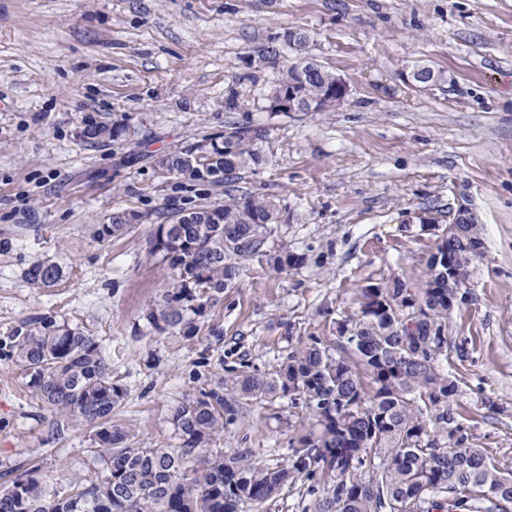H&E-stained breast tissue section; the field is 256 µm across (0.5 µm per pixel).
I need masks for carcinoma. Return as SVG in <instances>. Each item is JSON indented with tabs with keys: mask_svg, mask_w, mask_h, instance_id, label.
Listing matches in <instances>:
<instances>
[{
	"mask_svg": "<svg viewBox=\"0 0 512 512\" xmlns=\"http://www.w3.org/2000/svg\"><path fill=\"white\" fill-rule=\"evenodd\" d=\"M312 43L310 31L286 28L248 52L236 86L224 93V108L239 110L237 87L254 86L267 73L273 77L267 111H276L278 95L290 89L298 110L310 111L336 82L328 68L311 67ZM417 69L420 89L442 80L427 65ZM249 131L213 133L163 156L159 168L190 186H223L236 171L263 162L257 144L265 135ZM126 132L121 124L85 121L81 135L117 140ZM141 218L117 212L94 235L109 241ZM281 221L271 198L227 191L220 203L182 207L172 223L158 225L152 253L167 264L170 282L146 310L150 328L195 335L207 307L236 286L241 262L266 255L271 226ZM483 246L482 225L458 224L451 233L445 225L435 250L447 249L452 267L466 269ZM268 260L283 273L308 257L284 246ZM63 274L61 265L37 259L25 280L50 288ZM458 295L448 267L430 258L417 288L398 277L365 285L359 314L336 322L341 349L355 353L357 362L331 353L319 339H301L274 371L228 377L224 386L177 405L174 446H139L130 428L112 424L124 389L112 381L96 337L53 315L27 318L9 336V358L54 416L51 437L78 425L89 429L93 468L71 481L65 495L51 497L47 475L34 464L0 484V512H256L285 487L319 474L327 488L312 512H508L512 476L474 446L471 427L454 409L460 381L440 363L448 355ZM284 398L310 410L321 426L318 436L298 439L287 460H261L254 448L226 454L208 447L243 406Z\"/></svg>",
	"mask_w": 512,
	"mask_h": 512,
	"instance_id": "obj_1",
	"label": "carcinoma"
}]
</instances>
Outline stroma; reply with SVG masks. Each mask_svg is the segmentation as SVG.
Returning <instances> with one entry per match:
<instances>
[{
  "label": "stroma",
  "mask_w": 512,
  "mask_h": 512,
  "mask_svg": "<svg viewBox=\"0 0 512 512\" xmlns=\"http://www.w3.org/2000/svg\"><path fill=\"white\" fill-rule=\"evenodd\" d=\"M286 27L314 32L311 52L346 81V103L267 112L244 85L246 106L225 111L242 56ZM417 62L444 81L413 88L401 73ZM88 118L129 131L89 142ZM242 125L265 130L264 162L233 187L285 215L267 252L285 245L309 260L279 274L249 259L197 335L155 333L144 312L169 275L152 233L186 202L224 198L161 177L158 161ZM461 198L484 227L485 254L453 315L447 367L461 380V421L512 474V0H0V339L45 313L97 336L126 390L112 420L144 443L176 444L181 401L231 374L271 371L292 336L339 353L335 323L358 312L361 286H418ZM119 210L142 219L99 241L95 226ZM36 259L60 264L63 279L28 285ZM25 383L0 351V475L37 459L60 495L88 466V432L48 441L52 416ZM315 429L304 407L250 405L211 445L283 461Z\"/></svg>",
  "instance_id": "1"
}]
</instances>
